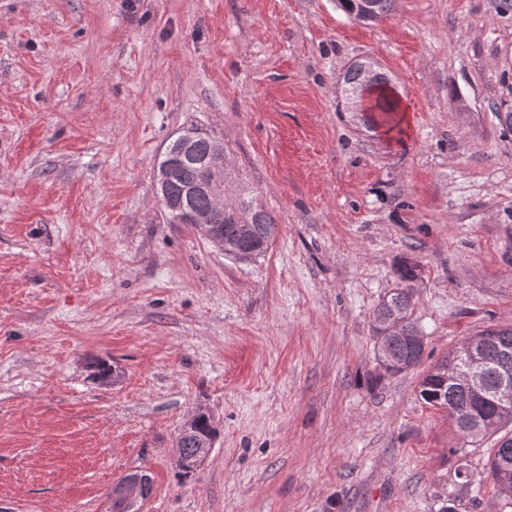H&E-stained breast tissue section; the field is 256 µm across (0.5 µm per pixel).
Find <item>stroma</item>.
<instances>
[{"label": "stroma", "instance_id": "1", "mask_svg": "<svg viewBox=\"0 0 512 512\" xmlns=\"http://www.w3.org/2000/svg\"><path fill=\"white\" fill-rule=\"evenodd\" d=\"M365 60L403 134L351 111ZM509 105L500 0H395L369 25L339 0H0V506L109 512L143 470L141 512H512L492 440L417 395L512 325ZM187 130L276 217L265 253L170 223L155 171ZM405 262L425 351L389 376L371 316ZM199 408L218 436L183 478ZM361 72L362 70L359 66L352 65L343 74L344 91L347 98L354 100V103H356V99L362 100L366 95H369L370 92L378 90L380 99L377 106L380 112H383L390 121H394L391 115L394 114L393 112H397V106L394 100L386 94V89L388 88L387 78L379 73L376 85L371 88L366 85ZM151 479L145 473L139 472L136 476L129 477L120 483L112 485L110 494L112 498L125 502L137 503L142 498L148 497Z\"/></svg>", "mask_w": 512, "mask_h": 512}]
</instances>
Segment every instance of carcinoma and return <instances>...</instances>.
<instances>
[{
	"instance_id": "carcinoma-1",
	"label": "carcinoma",
	"mask_w": 512,
	"mask_h": 512,
	"mask_svg": "<svg viewBox=\"0 0 512 512\" xmlns=\"http://www.w3.org/2000/svg\"><path fill=\"white\" fill-rule=\"evenodd\" d=\"M340 3L347 14L361 22L373 21L390 12L393 6V0H340ZM343 84L348 99L361 100L377 90L380 111L388 117L397 111L394 100L386 94L388 80L385 76L378 75L376 85L371 88L366 85L361 68L352 65L343 74ZM213 156V139L198 140L192 153L186 156L182 179L168 184L164 197L178 198L186 184L195 179L200 163L211 160ZM224 188L231 190L234 196L233 204L224 212V233L230 237L236 232L234 210L251 213L250 223L255 225V231L254 238L246 244V248L256 247L258 253H263L275 237V217L258 205L255 198L244 188L238 186L233 174L227 170L224 171ZM398 278L401 282L398 292L387 295L375 308L371 319L376 359L379 366L390 375L415 368L423 357L418 346L408 340L410 336L422 335L412 319L415 294L413 281L416 278L414 266L403 264L398 270ZM392 313L402 321V332L399 335L383 334L388 316ZM468 340L477 347L476 357L481 362V371L488 387H494L497 383V364L505 355L512 360V326L488 327L468 337ZM450 367L462 375L469 373L473 364L459 349L449 351L419 382L418 395L425 404L446 410L460 435L472 443L482 440L490 432L497 431L501 425L512 422L493 403L478 400L462 378L450 379ZM209 429V420L202 418L187 438L182 461L179 462L182 475L187 476L195 471L208 456L210 449L203 443V437ZM489 474L499 492L505 494L512 491V435L500 439L493 449Z\"/></svg>"
}]
</instances>
